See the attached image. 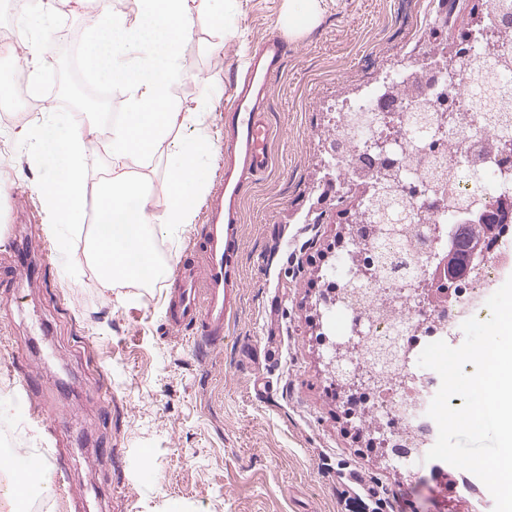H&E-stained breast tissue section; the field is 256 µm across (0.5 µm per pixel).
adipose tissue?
<instances>
[{
  "mask_svg": "<svg viewBox=\"0 0 512 512\" xmlns=\"http://www.w3.org/2000/svg\"><path fill=\"white\" fill-rule=\"evenodd\" d=\"M82 0H38L39 13L27 18L31 31L25 58L30 74L46 63L43 46L55 16L73 11ZM238 0H135L134 9L115 11L98 0L82 46L85 69L105 79L124 96L125 110L113 121L105 145L108 174L89 182L86 156L94 129L61 124L52 113L22 129L36 155L52 154L59 162L37 185L50 224L82 227L94 220L86 253L100 271L104 286L118 281L151 279L157 270L150 231L170 232L193 223L208 189L202 167L215 145L207 131L208 103L183 111L173 97L184 78L180 52L195 20L220 28ZM329 0H283L279 25L298 39L316 27ZM172 164L164 183L163 207L131 163L149 166L160 146Z\"/></svg>",
  "mask_w": 512,
  "mask_h": 512,
  "instance_id": "adipose-tissue-1",
  "label": "adipose tissue"
}]
</instances>
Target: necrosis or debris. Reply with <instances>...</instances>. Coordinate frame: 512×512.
Listing matches in <instances>:
<instances>
[{"instance_id":"obj_1","label":"necrosis or debris","mask_w":512,"mask_h":512,"mask_svg":"<svg viewBox=\"0 0 512 512\" xmlns=\"http://www.w3.org/2000/svg\"><path fill=\"white\" fill-rule=\"evenodd\" d=\"M511 53L477 38L456 74L397 67L367 81L356 98L334 103L346 123L341 154L350 165L398 169L389 223L359 225L367 243L339 257L347 276L327 296L347 312L351 330H363L392 353L389 382L345 396L344 402L353 413L377 416V435L408 469L438 436L427 410L441 380L418 366L421 351L437 340L459 346L462 323L489 316V295L512 273V235L504 233L450 299L426 303L419 293L434 276L435 253L447 247L455 230V199L476 208L490 194L512 197V152L493 148L495 138H512V124L495 128L484 112L490 90L512 107V65L506 63ZM391 84L413 87L417 102L387 97ZM446 103L455 118L444 127L433 107ZM386 112L399 113L400 133L380 150L373 142L384 130ZM362 267L370 269L369 277H358Z\"/></svg>"}]
</instances>
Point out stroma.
Listing matches in <instances>:
<instances>
[{
    "mask_svg": "<svg viewBox=\"0 0 512 512\" xmlns=\"http://www.w3.org/2000/svg\"><path fill=\"white\" fill-rule=\"evenodd\" d=\"M282 0H238L223 28L197 23L182 48L183 109L209 100V133L224 141L223 109L245 68L239 46L278 29ZM435 0H336L319 26L289 42L267 121L274 164L247 187L240 230L241 285L221 345L200 351L168 324L175 271L190 257L203 217L153 237L159 274L104 287L84 253L91 224L47 225L37 183L45 166L20 127L54 110L99 126L58 90L73 71L58 29L82 35L95 0L58 17L44 86L27 112L0 120V258L18 248L16 278L0 275V421L21 449L61 457L43 490L55 512H493L471 474L436 483L428 471L389 467L358 436L328 373L327 335L348 315L319 304L351 205L321 202L331 99L429 49ZM35 375L28 401L17 383Z\"/></svg>",
    "mask_w": 512,
    "mask_h": 512,
    "instance_id": "stroma-1",
    "label": "stroma"
}]
</instances>
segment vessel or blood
<instances>
[{
  "mask_svg": "<svg viewBox=\"0 0 512 512\" xmlns=\"http://www.w3.org/2000/svg\"><path fill=\"white\" fill-rule=\"evenodd\" d=\"M287 53L285 40L268 35L259 44L230 104L224 108L228 141L224 170L206 209L201 230V263L181 268L178 290L169 312L171 326L196 330L198 346L224 339V317L239 285L234 243L242 222V200L248 183L272 167L271 129L265 120L272 89Z\"/></svg>",
  "mask_w": 512,
  "mask_h": 512,
  "instance_id": "obj_1",
  "label": "vessel or blood"
}]
</instances>
